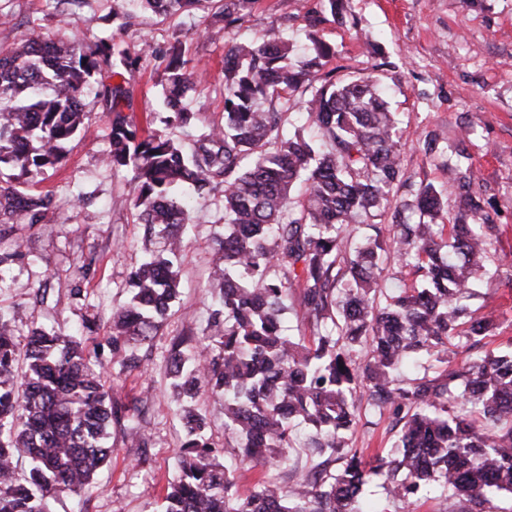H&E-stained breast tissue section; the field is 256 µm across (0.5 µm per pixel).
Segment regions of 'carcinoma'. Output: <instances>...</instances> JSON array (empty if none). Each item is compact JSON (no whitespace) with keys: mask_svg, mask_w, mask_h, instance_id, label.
Segmentation results:
<instances>
[{"mask_svg":"<svg viewBox=\"0 0 512 512\" xmlns=\"http://www.w3.org/2000/svg\"><path fill=\"white\" fill-rule=\"evenodd\" d=\"M158 14L190 10L197 0H139ZM251 0H224L206 20L209 38L239 20ZM311 55L288 64V41L235 42L224 52V122L212 125L186 153L173 139L123 112L126 76L156 53L100 38L81 42L24 35L0 49V224H39L56 207L50 191L15 186L62 167L67 145L90 130L85 97L104 101L112 119L104 164L133 172L144 243L161 235L170 257L145 254L129 273L131 297L112 307V363L136 355L122 347L149 344L176 297L173 258L192 229L184 189L219 194L224 234L209 288L224 318L220 352L199 343L189 357L172 352L176 413L184 439L163 512H373L360 494L373 477L409 507L439 493L458 512H498L492 498L512 497V349L486 354L448 371V345L467 316L463 300L486 275L495 224H470L479 209L462 176L452 242L437 220L443 200L419 190V221L353 240V225L381 215L400 175V123L368 77L335 82L319 76L332 47L311 37ZM167 64L162 107L166 124L191 127L186 92L200 75L187 68L182 42L162 50ZM314 84L301 111L305 124L288 132L290 93ZM307 185L296 202L295 184ZM23 256L22 243L0 247V283ZM393 257L413 267L424 285L377 304L380 264ZM313 325L312 345L285 334L288 295ZM15 315L0 310V512H55L57 493H79L112 460L109 426L122 425L131 445L146 436L138 416L101 383L83 348V331L35 328L24 341ZM496 327L488 313L470 318L464 348L475 349ZM209 386L224 400V431L239 463L288 460L297 420L311 426L302 453L316 460L281 482L258 478L245 497L237 470L219 461L203 434L204 418L187 400ZM391 411L401 424L386 453L346 449L344 432L357 403Z\"/></svg>","mask_w":512,"mask_h":512,"instance_id":"cac0c4a2","label":"carcinoma"}]
</instances>
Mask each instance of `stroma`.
Segmentation results:
<instances>
[{"label":"stroma","instance_id":"obj_1","mask_svg":"<svg viewBox=\"0 0 512 512\" xmlns=\"http://www.w3.org/2000/svg\"><path fill=\"white\" fill-rule=\"evenodd\" d=\"M116 7L130 13V28L105 22ZM345 8L341 24L329 0H255L223 40L213 42L203 33L200 11L165 17L140 10L136 0H0V10L13 17L12 26L0 27V46L30 33L108 37L131 47L180 39L188 69L203 77L186 101L205 127L223 116L226 44L261 43L275 26L293 45L296 63L308 50L310 34H317L335 50L324 71L340 80H376L390 110L399 115L401 172L392 204L407 222L418 221L412 203L417 189L429 184L445 201L444 223H454L461 170L448 152L457 149L467 157L482 212L500 227L488 254L490 278L469 308L476 317L491 309L499 317L498 328L482 342L483 352L505 348L512 341V0H345ZM165 66L153 57L136 74L135 115L161 95ZM85 110L92 135L75 139L64 167L39 178V190L54 191L58 208L49 221L12 228V238L25 243V255L0 288V308L15 312L21 338L34 327L89 324L86 350L105 363L107 385L122 403L144 410L146 446L127 447L121 428L112 427L110 465L80 494H60L57 512H160L181 445L168 358L178 340L183 351H191L208 325L213 303L207 282L221 213L214 198L192 199L195 227L186 237L180 294L152 343L137 348L140 367L123 371L113 366L112 306L129 296L126 281L140 258L142 227L135 211L112 206L114 198L128 193L132 175L112 173L102 163L108 149L107 111L91 96ZM469 126L474 129L470 135L465 132ZM80 192L86 198L78 205L74 197ZM69 282L79 286L80 295L69 294ZM396 436L391 412L363 405L347 442L353 449L383 451Z\"/></svg>","mask_w":512,"mask_h":512}]
</instances>
